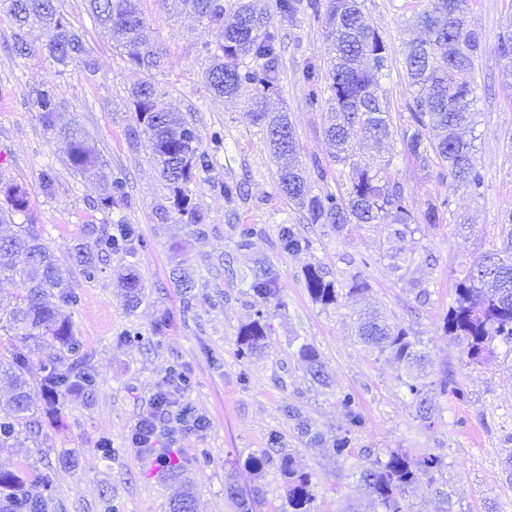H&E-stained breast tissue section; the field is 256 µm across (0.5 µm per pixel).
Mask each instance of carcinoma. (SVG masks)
I'll use <instances>...</instances> for the list:
<instances>
[{
	"label": "carcinoma",
	"mask_w": 512,
	"mask_h": 512,
	"mask_svg": "<svg viewBox=\"0 0 512 512\" xmlns=\"http://www.w3.org/2000/svg\"><path fill=\"white\" fill-rule=\"evenodd\" d=\"M99 27L117 34L134 47L131 62L145 79L131 90L137 123L148 136L150 155L161 178L174 196L176 217L164 214L178 224H192L202 232V216L189 206V188L193 171L204 169L210 155L201 149L199 136L176 112L167 110L160 99L153 78L164 68V54L156 46L150 25L139 9V0H88ZM15 27V45L19 51L31 49L30 38L40 39L43 50L58 66H77L94 72L90 50L78 32L57 10L54 0H0ZM209 26L224 30L219 52L209 57L203 77L216 97L234 99L244 86L253 88V118L260 127L270 151L286 160L278 174L280 192L304 212L310 224H329L341 230L347 224H386L400 238L409 224H439L450 200L428 197L417 213L406 204L403 190L390 182L387 168L374 170L355 161V144L390 139L394 130L390 106L381 79L388 69L389 49L383 37L363 21V0H328L323 21L328 65L307 62L301 78L309 87V105L319 104L322 83L330 91L326 99L329 123L326 137L336 145V163L349 167L348 183L332 191L311 192L306 169L297 159L298 140L283 110L269 107L280 81L278 24L292 21L307 11L320 14L319 0H276L275 12L259 15L248 0H236L230 12L224 0H179ZM412 38L404 60L408 85L412 88L407 103L409 119L399 131L400 153L414 159L423 168L441 167V175L464 189L469 197L481 195L483 176L477 168L471 143L457 130L475 124L477 112L471 87L459 75L474 66L483 50V38L469 19V0H428L425 8L413 16L409 25ZM498 52L512 62V21L499 36ZM251 63H245V60ZM37 112L47 131L67 144L70 168L101 182L100 206L109 209L124 195L122 178L102 170L101 155L88 133L79 124L65 119L51 88L39 93ZM4 203L0 204V277L15 270V258L25 257L31 273L22 281L18 293L0 297V331L16 338L6 353L0 355V381L10 388L7 404L12 415L0 418V450L11 448L22 432L39 433L40 415H54L61 397L76 392L89 400L99 385L98 374L82 352L75 336L70 310L79 296L65 287L64 271L52 250L42 242L35 225L13 224L15 213L28 211L26 188L12 182L0 184ZM279 240L285 253L308 248V241L293 224L279 225ZM502 253L484 256L467 276L456 283L454 304L443 319V330L458 338L472 363L493 353L494 342L512 346V230ZM147 247V241L129 224H119L115 231L99 230L88 224L84 238L73 246V259L83 277L93 282L101 272L103 258L127 252L134 246ZM254 309L253 319L242 325L236 336V355L250 359L266 346L267 312L281 307L277 274L262 264L241 277ZM304 285L311 300L324 307L338 303L340 291L326 279L319 266L304 271ZM127 308L140 303L142 285L130 272L125 277ZM358 338L371 351L396 361L404 370L400 385L410 396L416 413L425 422L437 413L439 396L452 392L459 400L466 397L459 386L448 389V379H429L431 359L422 341L412 329L388 325L376 317H366L357 327ZM58 347V354L42 362L45 372L38 383L30 374L32 357L46 343ZM297 354L311 379L325 384L326 365L318 349L309 343L299 346ZM339 404L347 415L346 426L334 435L311 429L298 408L287 406L284 413L295 420L305 445L331 453L336 460L350 454L352 436L365 424L351 393H344ZM270 448L247 456L243 467L260 478L275 465L286 489L288 512H312V474L300 468L294 453L273 433ZM168 476L178 482L170 501V512H198V499L189 480L183 478L185 464L167 451ZM357 467L358 483L378 504L381 512H408L407 495L420 483L431 486L445 467L444 458L428 453L412 456L405 450L381 457L366 452ZM226 496L239 512H251L252 501L244 497L234 481L225 486ZM52 495L34 497L28 490L27 474L0 471V512H53Z\"/></svg>",
	"instance_id": "carcinoma-1"
}]
</instances>
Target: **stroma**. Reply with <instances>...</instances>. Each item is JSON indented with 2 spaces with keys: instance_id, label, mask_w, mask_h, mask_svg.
<instances>
[{
  "instance_id": "obj_1",
  "label": "stroma",
  "mask_w": 512,
  "mask_h": 512,
  "mask_svg": "<svg viewBox=\"0 0 512 512\" xmlns=\"http://www.w3.org/2000/svg\"><path fill=\"white\" fill-rule=\"evenodd\" d=\"M426 0H364V20L389 47V69L382 80L395 128H402L411 98L404 76V28L414 8ZM175 0H140L166 66L154 81L165 106L180 112L198 132L212 162L197 171L190 185V203L205 216L203 234L191 225L161 220L172 210L171 189L157 175L147 138L132 139L136 124L131 89L144 74L128 59L125 48L103 34L85 0H58L67 22L83 34L95 62V73L77 67L57 73L45 52L26 55L15 49V26L0 12V173L29 192V210L15 223L35 225L66 273L65 285L80 296L72 311L77 336L99 375L92 400L71 395L60 398L59 418L43 421L35 438H21L16 447L0 451V470H24L29 489L38 494L50 479L64 512H100L102 494H110L119 512H170L171 484L148 455L131 444L136 423L151 410V398L166 369L179 365L192 384L182 402L203 414L205 431H178L171 446L185 462L198 498L199 512H237L224 492L228 479L244 488L259 487L253 512H281L285 489L276 470L259 482L243 472L246 457L268 447L278 433L296 454L301 468L311 472L315 512H373L356 485L358 450L380 454L404 448L414 455H443L444 496L426 485L410 492V512H512V483L502 461L512 453V350L497 345L494 356L467 364L462 346L442 329L455 299V284L469 265L501 246L512 212V84L503 72L511 62L497 50L498 37L512 0H470V16L482 33L484 48L464 78L475 89L478 123L473 132L474 158L484 176L480 196L464 198L437 168L422 169L400 154L399 142L381 149H358V161L377 167L398 182L412 208L427 196L449 199L452 210L439 224H412L404 240L382 224H349L335 231L328 224L307 223L278 190V165L270 156L250 112V90L233 102L215 99L202 76L209 53L223 42L221 30L202 27L194 15L178 12ZM321 23L308 14L283 24L281 78L275 96L288 113L299 142L304 167L320 162L329 183L345 182L347 170L338 166L335 147L327 140L325 106L310 107L309 88L301 79L304 64L324 61ZM53 87L65 117L76 119L95 141L109 172L127 177V196L112 208L97 205V179L74 173L66 163V146L45 131L36 96ZM221 133L214 146L213 133ZM51 173V193L41 180ZM243 182V193L226 201L222 188ZM324 182V183H327ZM323 182L310 178L312 192ZM130 224L147 240L134 255L104 258L102 272L87 282L74 265L72 247L84 225ZM265 229L248 249L238 246L245 225ZM296 225L310 246L297 254L284 253L278 227ZM273 264L284 305L271 309L267 346L249 360L236 356L239 327L252 318L240 272L257 261ZM320 266L336 287H347L353 276L363 277L369 290L361 301L340 297L328 307L310 299L303 280L308 265ZM184 269L194 284L195 298L184 306L173 280ZM135 271L143 285L135 310L124 306L122 277ZM427 289L429 300L415 301L414 291ZM372 309L388 322L413 329L423 339L435 375L446 374L466 391L465 399L447 394L439 399L432 422L416 415L398 377L399 366L377 356L357 339L360 311ZM171 323L162 333L154 326L162 314ZM137 327L146 344L122 342L124 331ZM314 345L329 373V386L313 382L297 355L301 343ZM349 392L365 417L354 436V456L339 463L306 447L284 406L301 409L310 425L333 434L345 426L338 399ZM112 443L103 454L100 439ZM73 461H66V452Z\"/></svg>"
}]
</instances>
